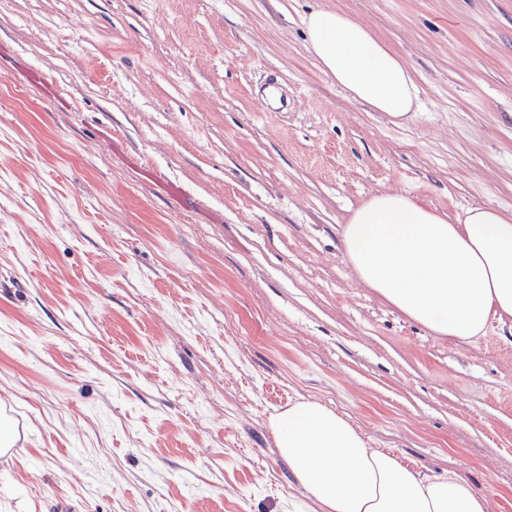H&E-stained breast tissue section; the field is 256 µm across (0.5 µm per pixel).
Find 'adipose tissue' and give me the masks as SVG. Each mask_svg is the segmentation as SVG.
Returning <instances> with one entry per match:
<instances>
[{"instance_id": "ef3b65f1", "label": "adipose tissue", "mask_w": 512, "mask_h": 512, "mask_svg": "<svg viewBox=\"0 0 512 512\" xmlns=\"http://www.w3.org/2000/svg\"><path fill=\"white\" fill-rule=\"evenodd\" d=\"M323 71L392 122L409 120L417 87L399 57L345 13L304 18ZM359 282L436 335L470 341L490 321L512 320V212L474 206L456 220L401 192L379 193L342 227ZM276 445L300 490L288 512H490L458 469L429 475L369 447L334 411L293 405L272 422Z\"/></svg>"}]
</instances>
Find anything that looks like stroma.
I'll return each mask as SVG.
<instances>
[{
	"label": "stroma",
	"mask_w": 512,
	"mask_h": 512,
	"mask_svg": "<svg viewBox=\"0 0 512 512\" xmlns=\"http://www.w3.org/2000/svg\"><path fill=\"white\" fill-rule=\"evenodd\" d=\"M317 8L400 58L410 122L323 72ZM0 58V512H288L299 402L512 512V326L435 335L340 240L379 192L512 211V0H0Z\"/></svg>",
	"instance_id": "obj_1"
}]
</instances>
